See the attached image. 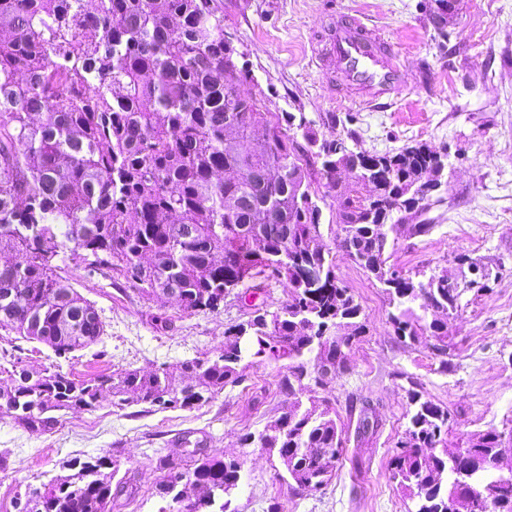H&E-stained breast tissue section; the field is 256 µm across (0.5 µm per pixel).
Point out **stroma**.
<instances>
[{
    "label": "stroma",
    "instance_id": "1",
    "mask_svg": "<svg viewBox=\"0 0 512 512\" xmlns=\"http://www.w3.org/2000/svg\"><path fill=\"white\" fill-rule=\"evenodd\" d=\"M427 2L224 0V34L249 71L244 93H261L269 111L294 114L290 135L301 136L306 126L327 139L352 130L370 151L412 141L447 151L448 187L421 216L433 231L412 236L400 229L389 259L423 282L434 273L469 278L463 255L485 268L484 287L460 298L447 354H439L430 337L412 343L397 336L389 295L336 253V275L360 304L366 332L348 351L345 374L318 392L343 429V453L321 490L291 488L276 452L239 443L288 406L278 387L283 368L271 362L247 368L240 384L198 409L144 403L121 409L106 393L95 410L59 412L48 431H30L0 415V457L7 459L0 469V512H17V496L67 476L70 461L98 455L118 456L136 487L135 498L112 512H157V455L183 460L196 447L243 464L228 512H264L272 502L279 512H410L390 465L408 424L410 392L449 410L448 438L457 446L491 428L512 431V0H460L456 34L443 45L433 38ZM333 12L360 17L398 50L405 85L394 100L359 105L334 93L313 59ZM63 274L100 316V340L60 362L45 344L0 329V366L18 360L37 374L58 362L77 381L118 369L150 372L215 352L225 331L252 312L230 295L218 311L190 314L165 297L142 296L124 280L88 270L76 256L67 258ZM366 402L379 429L362 440L356 427Z\"/></svg>",
    "mask_w": 512,
    "mask_h": 512
}]
</instances>
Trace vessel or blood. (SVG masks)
<instances>
[{
  "label": "vessel or blood",
  "instance_id": "obj_1",
  "mask_svg": "<svg viewBox=\"0 0 512 512\" xmlns=\"http://www.w3.org/2000/svg\"><path fill=\"white\" fill-rule=\"evenodd\" d=\"M315 59L334 75L344 95L362 104L391 99L403 87L402 65L393 46L351 15L331 17Z\"/></svg>",
  "mask_w": 512,
  "mask_h": 512
}]
</instances>
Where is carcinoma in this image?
I'll return each instance as SVG.
<instances>
[{
    "label": "carcinoma",
    "mask_w": 512,
    "mask_h": 512,
    "mask_svg": "<svg viewBox=\"0 0 512 512\" xmlns=\"http://www.w3.org/2000/svg\"><path fill=\"white\" fill-rule=\"evenodd\" d=\"M0 30L10 35L0 41V328L65 360L99 341L98 313L61 275L68 253L143 295L174 293L188 313L219 309L237 288L245 302L260 297V275L290 288L273 312L254 305L216 353L82 383L58 363L34 382L0 384V406L31 431L51 430L52 412L95 409L105 389L119 407L191 410L241 383L250 366L283 361L279 389L294 401L242 447L275 449L295 483L326 485L342 429L329 405H303L297 388L345 373L339 344H354L365 323L305 188L322 180L343 198L334 236L392 296L396 334H427L444 354L459 289L389 264V233L429 206L421 179L437 170L432 149H355L378 181L374 192L327 180L326 167L350 160L336 154V139L308 132L301 148L282 118L239 94L247 74L224 64L223 0H0ZM434 306L446 314L428 321ZM410 401L391 466L405 491L426 488L414 512H448L462 490L483 493L477 512H512V478L471 468L501 432L475 434L462 458L448 446V410L416 392ZM370 411L363 403L360 436L378 428ZM157 469L159 512H227L241 483L239 461L207 454L190 464L160 456ZM71 470L17 500L19 512H111L133 493L116 456L76 460Z\"/></svg>",
    "instance_id": "carcinoma-1"
}]
</instances>
